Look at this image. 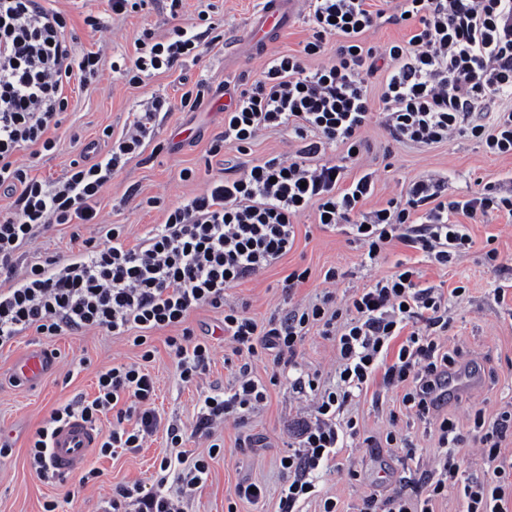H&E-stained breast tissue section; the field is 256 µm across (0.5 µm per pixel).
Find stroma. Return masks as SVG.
Instances as JSON below:
<instances>
[{
    "label": "stroma",
    "mask_w": 512,
    "mask_h": 512,
    "mask_svg": "<svg viewBox=\"0 0 512 512\" xmlns=\"http://www.w3.org/2000/svg\"><path fill=\"white\" fill-rule=\"evenodd\" d=\"M48 5L66 16L68 28L77 39V50L100 49L109 58L133 54L135 41L146 28L159 36L176 24L204 31V24L197 21L204 9L217 29L215 41L199 62L185 60L174 71L145 78L137 88L129 87L106 66L96 83L69 92L68 119L55 134L57 146L32 159L33 177H61L91 141L96 142L99 153H106L112 136L120 135L139 103L151 97L176 101L183 92L193 89L201 91L203 103L192 111L177 108L160 114L155 133L142 153L129 159L103 189L96 206V223L76 230L61 225L39 234L24 248L29 263L52 253L69 255L73 232L87 238L95 235L102 224L123 225L128 243L137 244L154 225L163 222L168 206L205 192V161L213 138L224 128L222 104L228 102L239 84L259 76L268 55L299 49L308 36L304 14L299 11L275 33L265 51L246 49L247 29L261 0H183L175 16L163 0L148 11L125 17L113 15L107 0H49ZM89 14L100 19L99 31L85 25L84 18ZM367 139L370 149L351 171L375 172V192L366 203L370 209L384 205L412 179L443 176L449 193L459 194L477 190L479 181H495L512 173V156L486 155L468 139L433 148L404 147L389 142L384 130L376 125L369 129ZM185 169L194 171V179H180L179 173ZM132 188L143 201L141 207L126 201ZM150 198L155 199V206H147ZM467 230L471 248L458 263L441 267L421 253L398 245L390 248L384 261L371 264L364 261L362 248L344 230L320 229L313 215L306 214L299 220L294 249L262 274L229 290L226 300L231 304L247 303L250 316L262 322L274 311L287 308L289 298L301 301L321 293L328 268H337L345 275L336 289L341 299L389 275L396 260H410L420 271L423 283L439 292L449 294L458 286L466 289L465 296L450 302L453 323L442 342L448 350L458 351L457 372L477 371L480 381L445 399L442 415L464 424L472 407L477 406L491 418L512 405V303H497L493 295L499 283L512 280V217L492 216L468 224ZM491 247L497 248L505 265L503 271L484 263L483 255ZM295 267L308 269L309 277L290 297L282 290V280ZM222 319L221 311L211 308L200 309L188 319L195 334L212 346L209 370L191 385L181 382L163 334L154 335V359L149 370L155 382V406L165 421L192 429L202 394L216 387L225 391L234 386V367L226 362L231 350L224 343ZM33 347L55 351L56 365L37 385L15 384L14 365ZM140 354L127 337L97 328L51 340L30 329L12 345L0 349V443L9 446L7 454L0 455V512H44L51 501L57 505L56 512H102L113 485L154 484L161 459L170 453L162 431L133 453L116 457L91 453L87 465L98 469L101 476L83 486L74 474L62 482L37 477L29 465L30 440L52 408L80 397L93 399L98 371L138 361ZM314 370L327 379L334 375L332 345L313 331L299 350L297 370L288 371L286 377L269 387L265 406L250 416L245 427L229 424L221 429L226 452L211 460L209 473L188 502L187 512H226L231 503L237 512H279L283 485L279 459L289 441L286 421L289 412L306 402L293 381L298 372ZM402 395V390L387 389L377 382L350 406L365 435L382 438L387 432L399 431L412 441L416 453L410 457L400 448L364 445L344 449L335 465L321 468L316 474L319 491L336 498L342 512H359L364 496L376 491L387 497L410 489L422 475L433 473L438 455L437 424L408 413ZM245 432L253 435L255 444L242 451L237 440ZM241 482L264 486L266 496L256 504L236 500L234 489Z\"/></svg>",
    "instance_id": "stroma-1"
}]
</instances>
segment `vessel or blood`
I'll list each match as a JSON object with an SVG mask.
<instances>
[{"label": "vessel or blood", "mask_w": 512, "mask_h": 512, "mask_svg": "<svg viewBox=\"0 0 512 512\" xmlns=\"http://www.w3.org/2000/svg\"><path fill=\"white\" fill-rule=\"evenodd\" d=\"M298 0H264L261 11L253 18L249 36L260 47L292 15ZM48 350L31 352L19 364L21 375L30 381L40 380L53 364ZM100 440L99 432L80 417H73L56 431L51 448V464L56 475L64 477L80 470Z\"/></svg>", "instance_id": "b4317fda"}]
</instances>
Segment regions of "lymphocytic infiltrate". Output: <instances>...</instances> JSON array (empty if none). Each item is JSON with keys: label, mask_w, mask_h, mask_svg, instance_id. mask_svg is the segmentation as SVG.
Segmentation results:
<instances>
[{"label": "lymphocytic infiltrate", "mask_w": 512, "mask_h": 512, "mask_svg": "<svg viewBox=\"0 0 512 512\" xmlns=\"http://www.w3.org/2000/svg\"><path fill=\"white\" fill-rule=\"evenodd\" d=\"M385 20L405 23L408 40L370 43L368 34ZM305 23L309 35L300 49L270 55L260 76L236 89L210 148L221 166L204 193L168 207L164 222L139 245L127 246L115 224L82 239L68 259L49 256L23 268L19 251L38 228L93 223L103 188L141 153L160 113L192 110L202 100L188 93L176 104L152 97L106 154L89 143L61 178L29 177L22 151L55 148L49 133L63 124L66 85L95 83L103 53L77 52L65 16L43 0H0V194L14 200L9 212L0 213V275L7 282L0 289V347L31 328L48 338L98 328L136 341L162 331L180 380L191 384L208 367L212 347L187 321L205 307L222 310L224 339L240 359L237 387L227 397L206 395L189 433L208 438L217 455L223 450L214 440L218 427L244 425L267 399V386L252 376L253 362L271 359L273 375H283L296 366L305 337L317 331L336 350V383L325 385L317 372L295 381L308 392L313 412L297 419L295 446L280 467L286 483L279 512H300L315 498L322 512H339L335 499L319 495L312 474L351 441L373 444V437H362L357 419L344 414L355 393L379 380L402 388L403 406L417 417L439 416L435 391L456 366L437 340L450 325L447 301L401 261L341 305L333 291L339 273L328 269L319 298L291 304L263 323L247 307L227 304L224 294L287 256L297 221L308 212L320 227L345 225L370 262L399 242L444 267L467 253L470 237L459 217H512V190L499 182L452 199L441 178L410 180L404 192L367 212L373 174L352 177L345 164L320 159L334 146L346 161L357 160L374 123L397 144L430 147L463 136L486 154L512 156V0H307ZM205 49L190 27L174 26L161 37L146 30L135 41L134 57L112 70L133 87L144 75L172 71L184 58L200 59ZM329 49V62L309 66V59ZM375 78L381 85L376 97ZM266 130L287 132L297 149L237 163L236 155ZM152 358L148 349L140 362L100 370L93 399L51 411L30 447L39 477L51 476V436L68 418L93 424L110 417L98 452L112 457L135 451L163 428L175 455L162 458L159 469L180 464L176 493L119 484L107 505L110 512H185L209 465L186 459V433L163 425L147 368ZM439 418L434 474L407 493L365 496L360 512H433V502L452 489L464 512H512V470L498 463L512 435V409L490 421L475 410L466 434L454 419ZM468 442L478 444L480 460L489 466L483 477L464 468L459 449Z\"/></svg>", "instance_id": "obj_1"}]
</instances>
